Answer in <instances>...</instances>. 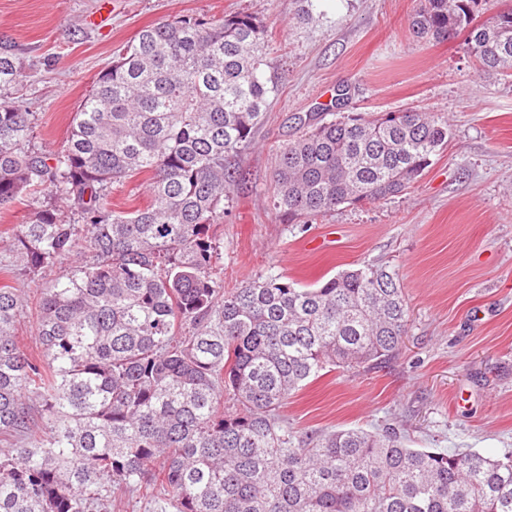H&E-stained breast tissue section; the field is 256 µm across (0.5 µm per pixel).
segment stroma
I'll return each instance as SVG.
<instances>
[{"mask_svg": "<svg viewBox=\"0 0 512 512\" xmlns=\"http://www.w3.org/2000/svg\"><path fill=\"white\" fill-rule=\"evenodd\" d=\"M0 0V39L24 68L13 95L32 115L31 146L61 150L72 117L115 51L144 27L182 15L260 16L265 71L276 92L254 145L237 158L238 185L210 228L225 289L273 273L318 286L363 264L396 270L409 310L400 350L378 365L333 367L279 410L292 430H392L412 448L512 452V75L478 72L462 40L424 42L409 30L417 0ZM311 6L312 19L301 9ZM347 111L445 113L447 146L415 183L376 202L290 220L276 205L275 157L296 119L331 104ZM47 193L0 206V284L30 304L21 349L43 354L39 291L9 264L13 237Z\"/></svg>", "mask_w": 512, "mask_h": 512, "instance_id": "1", "label": "stroma"}]
</instances>
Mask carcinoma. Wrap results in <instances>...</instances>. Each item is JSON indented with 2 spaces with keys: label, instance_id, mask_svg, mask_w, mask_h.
<instances>
[{
  "label": "carcinoma",
  "instance_id": "carcinoma-1",
  "mask_svg": "<svg viewBox=\"0 0 512 512\" xmlns=\"http://www.w3.org/2000/svg\"><path fill=\"white\" fill-rule=\"evenodd\" d=\"M419 0L420 41L463 38L486 72L512 70V8ZM267 27L252 13L179 16L139 31L100 73L65 149L30 147L9 93L23 64L0 41V206L31 186L50 202L20 225L12 266L40 286L32 361L16 340L24 298L0 285V512H512V453L408 448L360 428L292 435L278 408L329 367L378 365L407 332L398 274L364 264L315 288L268 275L230 291L210 227L275 93ZM438 112L347 120L317 112L280 150L276 206L320 214L414 182L448 143ZM150 175V201L112 207V185ZM64 201L80 223L61 218ZM235 409L224 410V396ZM42 407L44 434L33 430Z\"/></svg>",
  "mask_w": 512,
  "mask_h": 512
}]
</instances>
